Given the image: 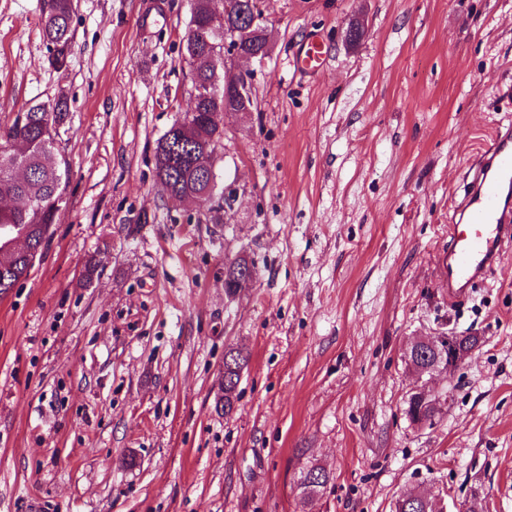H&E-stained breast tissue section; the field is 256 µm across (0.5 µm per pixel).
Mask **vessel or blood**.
<instances>
[{
    "label": "vessel or blood",
    "mask_w": 512,
    "mask_h": 512,
    "mask_svg": "<svg viewBox=\"0 0 512 512\" xmlns=\"http://www.w3.org/2000/svg\"><path fill=\"white\" fill-rule=\"evenodd\" d=\"M324 63V48L315 40L293 59L296 72L305 76L319 73ZM448 237L441 285L453 296L482 281L512 244V129L492 135L470 167Z\"/></svg>",
    "instance_id": "b4317fda"
}]
</instances>
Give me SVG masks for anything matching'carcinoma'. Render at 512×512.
Listing matches in <instances>:
<instances>
[{
	"label": "carcinoma",
	"mask_w": 512,
	"mask_h": 512,
	"mask_svg": "<svg viewBox=\"0 0 512 512\" xmlns=\"http://www.w3.org/2000/svg\"><path fill=\"white\" fill-rule=\"evenodd\" d=\"M214 0H197L189 25L193 26L195 50L190 54L192 86L197 89L207 82L214 83L224 75V63L211 55L209 44L218 41L210 26ZM76 0H47L42 13L41 35L49 53V63L55 68L67 65L71 54L74 30L73 15ZM224 106V99H209L197 94L190 98V108L183 120L174 123L157 144L156 176L169 199L206 196L208 179L199 160L218 132L210 113ZM67 101L57 97L49 106H30L22 122L0 127V197H11L21 207L0 210V295H7L25 279L41 257L51 236L52 224L65 204L68 168L65 160L57 159V130L65 123ZM247 355L239 351L224 354V395L217 406L230 416L238 400L237 388ZM406 414L411 423L424 419L433 422L441 413L446 400L432 397L425 402L414 394L407 397ZM330 481L321 467L300 472L297 486L302 500L323 491ZM424 492H408V499L396 501V512H424L421 497Z\"/></svg>",
	"instance_id": "carcinoma-1"
}]
</instances>
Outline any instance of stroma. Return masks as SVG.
Instances as JSON below:
<instances>
[{
  "mask_svg": "<svg viewBox=\"0 0 512 512\" xmlns=\"http://www.w3.org/2000/svg\"><path fill=\"white\" fill-rule=\"evenodd\" d=\"M44 5L0 0V124L65 95L70 174L0 297V512H394L414 488L512 512V247L468 293L440 284L466 171L512 125V0H258L272 49L245 66L252 111L223 118L216 212L155 173L189 104L190 0H77L60 70ZM311 36L327 64L303 80ZM238 254L255 278L230 296ZM441 332L484 342L432 381L453 397L420 430L403 352ZM312 465L331 481L305 505ZM248 357L240 351H230L224 354V395L217 401V406L230 416L235 410L238 400L237 388L242 370L246 367Z\"/></svg>",
  "mask_w": 512,
  "mask_h": 512,
  "instance_id": "stroma-1",
  "label": "stroma"
}]
</instances>
